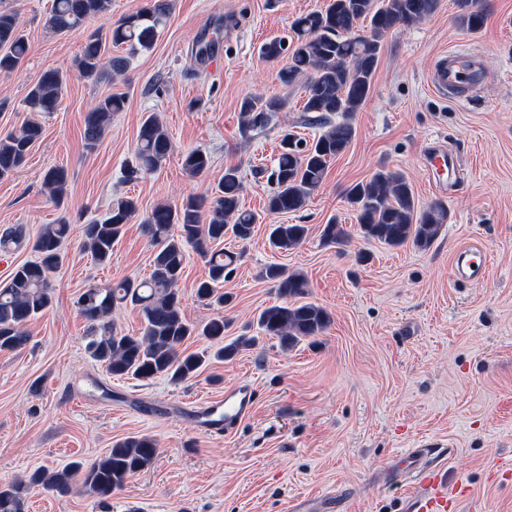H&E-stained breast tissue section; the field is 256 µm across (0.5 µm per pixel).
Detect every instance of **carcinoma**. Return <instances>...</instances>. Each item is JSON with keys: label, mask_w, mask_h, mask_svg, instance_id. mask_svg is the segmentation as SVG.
I'll list each match as a JSON object with an SVG mask.
<instances>
[{"label": "carcinoma", "mask_w": 512, "mask_h": 512, "mask_svg": "<svg viewBox=\"0 0 512 512\" xmlns=\"http://www.w3.org/2000/svg\"><path fill=\"white\" fill-rule=\"evenodd\" d=\"M438 0H327L325 7L302 14L292 23L291 44L276 40L265 43L260 53L268 60L290 51V63L279 74L286 84L299 75H307L304 86L306 112L336 113L341 120L313 139L303 143L286 134L281 152L270 175L273 184L267 197V214L297 212L323 182L330 162L350 145L355 128L353 120L367 100L376 72L382 38L397 27H413L436 10ZM458 20L470 32L480 30L485 15L478 0H457ZM171 0H153L152 6L112 19V0H53L47 29L64 35L91 18L109 22L105 36L89 38L75 59V67L85 78L110 80L128 67L129 59L150 49L166 24ZM123 49V54L108 53L107 46ZM0 72H12L28 53V43L16 14L0 10ZM65 78L55 70L41 74L29 89L23 103L29 112H54L61 104ZM125 99L109 95L101 99L84 119V145L92 150L112 123L114 113L124 109ZM284 102L277 98L247 97L240 103L241 128L247 132L266 127ZM42 127L35 121L19 130L0 135V179L9 177L26 159L39 140ZM172 150L168 130L156 116L146 117L138 131L136 163L129 178L135 179L161 167ZM210 167L209 156L201 150L184 155L183 168L192 177L202 176ZM68 172L53 167L44 176L49 197L61 202L67 193ZM242 182L238 168L224 169V178L215 193L187 198L179 207L158 204L145 220V228L156 246L148 278L129 279L103 287H91L81 293L77 306L88 323L87 348L91 356L104 364L115 377L133 376L142 381L165 377L179 384L197 377L210 359L230 360L243 347L256 344V336H240L213 353L189 352L185 343L195 337L224 340L227 322L218 315L202 325L186 320L181 311L177 285L182 277L187 247L209 255L208 275L196 285L197 297L224 307L229 298L219 284L229 278L237 256L218 250L208 252L210 243H219L230 234L244 242L253 236L256 214L242 210L239 198ZM347 201L354 208L360 233L390 247L412 243L427 249L439 238L448 222V206L441 200L423 208L415 206L411 185L403 173L382 168L368 179L351 185ZM137 210L136 201L121 198L112 204L102 220L84 227L81 249L98 263L107 262L119 241L125 224ZM70 225H45L35 242L38 260L18 267L10 281L0 288V351H14L28 341L24 326L42 314L51 304L49 273L58 268ZM307 235L303 224H271L268 241L271 248L284 252L299 246ZM324 244L346 245L351 232L344 224L332 221L323 226ZM277 283L280 304L264 308L257 317L263 335L278 340L284 350L324 333L331 314L312 302H297L307 294L309 284L298 272L288 273L278 264L265 270ZM118 303L138 308L144 323L139 335L116 329L110 316ZM156 454V442L149 436H129L115 442L95 462L86 465L73 461L49 471H33L27 482L0 485V512H25L24 491L40 486L66 495L77 488L106 500L121 489L135 473L148 468Z\"/></svg>", "instance_id": "obj_1"}]
</instances>
